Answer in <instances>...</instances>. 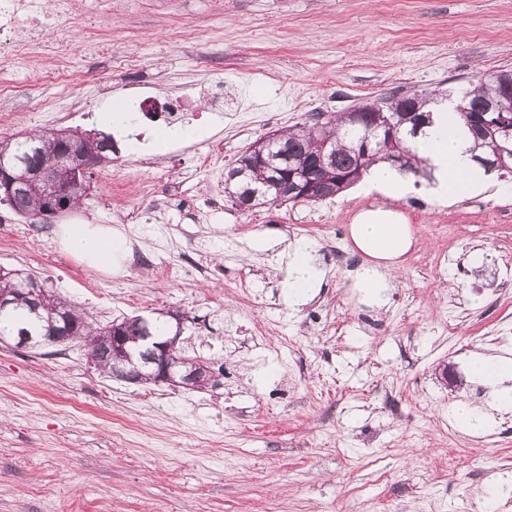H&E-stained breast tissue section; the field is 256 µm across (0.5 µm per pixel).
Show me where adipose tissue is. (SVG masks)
<instances>
[{
	"label": "adipose tissue",
	"mask_w": 512,
	"mask_h": 512,
	"mask_svg": "<svg viewBox=\"0 0 512 512\" xmlns=\"http://www.w3.org/2000/svg\"><path fill=\"white\" fill-rule=\"evenodd\" d=\"M456 99H442L432 107V118L422 134L411 143V149L427 160L431 180L427 191L438 202L448 198L479 192L489 175L476 163L469 151L470 141L456 121ZM350 236L365 257L355 274V285L372 303L387 302L389 275L413 243L412 229L401 213L377 206L361 211L350 226ZM62 248L83 260L93 270L108 269L119 259L118 243L112 230L101 224H65L61 227ZM320 271L307 245L295 244L288 254V278L285 286L292 301L305 298L317 287ZM471 374L491 388V398L502 408L512 407V360L476 359Z\"/></svg>",
	"instance_id": "1"
}]
</instances>
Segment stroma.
Returning <instances> with one entry per match:
<instances>
[{
	"label": "stroma",
	"mask_w": 512,
	"mask_h": 512,
	"mask_svg": "<svg viewBox=\"0 0 512 512\" xmlns=\"http://www.w3.org/2000/svg\"><path fill=\"white\" fill-rule=\"evenodd\" d=\"M51 31L83 73L71 93L87 109L30 118L22 102L57 98L64 68L34 55L0 76L12 92L1 140L95 129L114 100L171 93L196 99L203 118L154 150L163 115L138 113L143 150L96 167L79 206L0 223V268L40 278L100 325L186 311V343L224 377L204 390L145 387L95 370L76 342L0 343V512H512V437L501 436L512 409L491 408L469 372L477 357L512 358V342L485 336L512 316V184L444 205L423 188L389 201L356 185L252 210L224 194L242 152L310 113L512 67V0H88ZM103 73L112 90L98 97ZM214 91L223 111L208 109ZM217 139L223 166L200 167ZM385 203L413 243L379 307L353 286L362 256L348 226ZM64 224L111 226L119 266L92 270L67 253ZM298 242L322 280L292 305L284 248ZM446 362L461 387L437 377ZM461 405L491 427L460 423Z\"/></svg>",
	"instance_id": "35a3bbf8"
}]
</instances>
